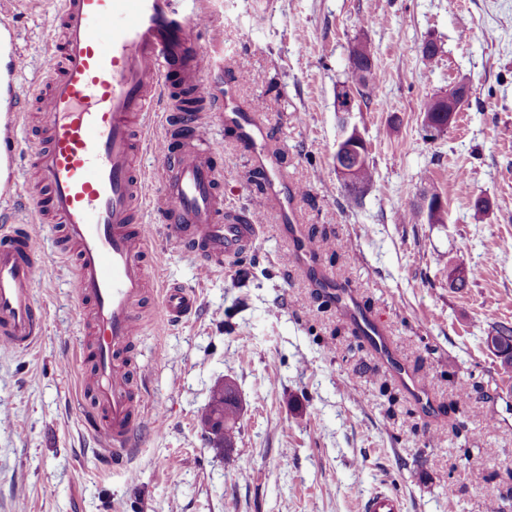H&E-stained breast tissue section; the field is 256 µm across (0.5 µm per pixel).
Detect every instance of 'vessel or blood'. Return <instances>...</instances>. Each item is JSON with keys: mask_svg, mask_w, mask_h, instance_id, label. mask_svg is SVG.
<instances>
[{"mask_svg": "<svg viewBox=\"0 0 512 512\" xmlns=\"http://www.w3.org/2000/svg\"><path fill=\"white\" fill-rule=\"evenodd\" d=\"M180 0H56L60 41L47 49L44 78L23 84V56L9 37L12 11L0 12V51L6 73L0 86L14 104L0 111V193L22 202L35 220L51 218L74 245L77 296L93 318L87 383L101 413L93 431L104 437L109 461L122 460L144 415L137 387L118 359L142 332L138 313L150 283L147 263L152 228L142 215L165 221L172 242L199 259L211 275L224 261L255 248L261 227L225 209L224 170L208 139L212 122L235 124L251 136L256 116L217 97L202 76L204 64L222 70L216 46L203 35L206 23L179 7ZM37 104L42 125L36 142L19 152L13 132ZM163 133L148 137L154 124ZM148 152L157 167L137 163ZM39 177L21 182L20 165ZM41 259L28 231L13 216H0V345L33 349L44 334L33 288ZM165 316L177 320L194 305L190 289L163 285ZM362 512H404L398 497L370 495Z\"/></svg>", "mask_w": 512, "mask_h": 512, "instance_id": "obj_1", "label": "vessel or blood"}]
</instances>
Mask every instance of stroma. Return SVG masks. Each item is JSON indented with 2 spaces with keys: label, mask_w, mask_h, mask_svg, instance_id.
Instances as JSON below:
<instances>
[{
  "label": "stroma",
  "mask_w": 512,
  "mask_h": 512,
  "mask_svg": "<svg viewBox=\"0 0 512 512\" xmlns=\"http://www.w3.org/2000/svg\"><path fill=\"white\" fill-rule=\"evenodd\" d=\"M222 52L217 93L240 111L262 102L260 130L243 142L217 124L224 205L254 211L256 249L199 279L198 260L153 226L150 273L193 291L195 308L158 330L161 295L148 289L144 332L128 358L146 375L145 421L126 467L107 463L85 417L89 309L72 284L57 225L30 224L44 262L34 296L46 335L28 352L0 347V512H361L375 491L404 512H512V368L486 339L512 326V0H191ZM32 78L59 34L53 0L15 19ZM436 41L439 54L423 48ZM374 49L376 90L336 110L350 49ZM470 93L446 132L429 139L423 105L460 79ZM357 129L374 168L349 190L336 141ZM275 153L299 188L294 221L345 250L321 248L316 266L349 281L385 324L396 359L437 406L380 394L385 364L368 349L350 358V326L321 308L306 263L275 201L256 191L260 152ZM442 194L445 220L401 223L400 212ZM486 210L476 214L474 204ZM473 271L451 287L454 266ZM235 383L231 449L210 447L202 424L211 390ZM467 399H459L460 389ZM136 481H127L125 470Z\"/></svg>",
  "instance_id": "stroma-1"
}]
</instances>
